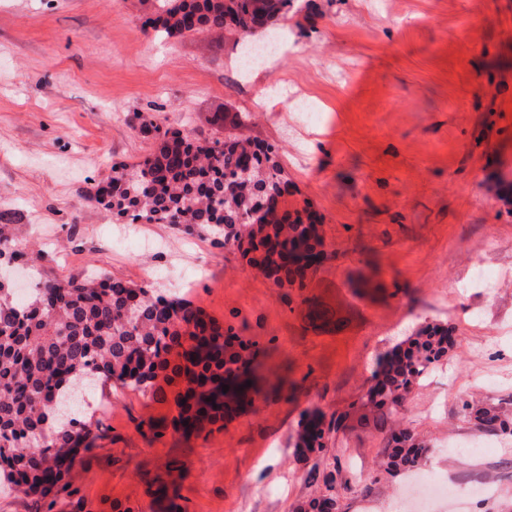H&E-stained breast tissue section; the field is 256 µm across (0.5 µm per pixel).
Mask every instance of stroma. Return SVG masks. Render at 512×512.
<instances>
[{
  "label": "stroma",
  "instance_id": "stroma-1",
  "mask_svg": "<svg viewBox=\"0 0 512 512\" xmlns=\"http://www.w3.org/2000/svg\"><path fill=\"white\" fill-rule=\"evenodd\" d=\"M144 13L138 0H0V198L23 214L11 233L40 252L44 278L95 269L184 296L266 349L267 374L299 390L207 439L151 442L136 425L166 406L97 388L102 447L77 462L75 493L54 512H167L170 487L185 512H299L331 470L362 478L344 493L345 512H399L395 478L374 470L385 434L353 404L377 357L429 323L451 326L455 346L405 413L431 470L456 489L436 512H512V439L461 412L465 399L512 409V201L500 189L512 179V0H293L283 53L248 75L232 42L165 40ZM272 83L284 102L259 99ZM218 111L247 113L251 135L278 148L280 210L319 219L328 257L305 293L277 287L206 232L141 225L174 245L168 257L144 254L135 238L112 237L126 221L93 199L113 164L153 146L142 115L186 117L206 135ZM478 255L495 287L468 285ZM170 260L199 267L193 286L153 278ZM368 264L380 288L365 293L353 278ZM307 296L335 310V326L308 324ZM309 408L345 420L304 461L293 443Z\"/></svg>",
  "mask_w": 512,
  "mask_h": 512
}]
</instances>
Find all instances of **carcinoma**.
Here are the masks:
<instances>
[{
	"label": "carcinoma",
	"mask_w": 512,
	"mask_h": 512,
	"mask_svg": "<svg viewBox=\"0 0 512 512\" xmlns=\"http://www.w3.org/2000/svg\"><path fill=\"white\" fill-rule=\"evenodd\" d=\"M290 6L291 0H154L144 24L164 39L216 33L238 47L275 30L288 19ZM141 131L154 134L157 145L133 165L112 164V177L95 195L104 212L141 224L209 230L279 287H303L305 268L327 258L313 214L305 208L277 213L284 180L278 148L246 135L201 137L151 118ZM17 221L15 212L0 211V256L21 254L6 231ZM306 303L311 325L334 322L331 308ZM448 350V327L427 324L377 363L361 406L387 430L379 472L394 476L427 463L404 404L420 375ZM265 355L189 300L168 299L148 285L106 275L39 277L28 302L19 304L0 281V486L35 497L41 512H53L78 456L101 448L104 439L76 405L65 418L57 414L79 388L102 381L138 391L170 409L162 420H141L143 435L157 439L169 431L199 438L224 426V417L266 398ZM461 409L477 427L512 435V410L469 400ZM337 428L338 420L320 410L306 411L295 439L298 455L322 451ZM323 480L327 493L308 500L303 512H324V506L342 512L336 476L329 472Z\"/></svg>",
	"instance_id": "carcinoma-1"
}]
</instances>
